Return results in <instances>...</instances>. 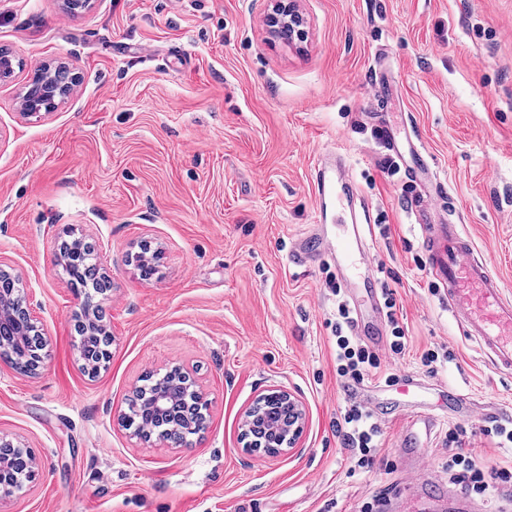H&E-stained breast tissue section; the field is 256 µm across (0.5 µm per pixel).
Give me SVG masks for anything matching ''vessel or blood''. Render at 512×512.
Instances as JSON below:
<instances>
[{"mask_svg":"<svg viewBox=\"0 0 512 512\" xmlns=\"http://www.w3.org/2000/svg\"><path fill=\"white\" fill-rule=\"evenodd\" d=\"M402 113H393L378 125L381 137L397 158H409L407 177L424 184L428 166L419 163L416 142L405 133ZM312 192L319 212L316 230L301 237L288 254L292 266H308L331 259L341 288H367L375 260L360 233L341 231L340 216L350 198L351 185L344 163L320 154L311 169ZM423 231L428 272L448 302V309L462 334L475 341L480 351L498 370L512 372V296L506 295L488 261L473 252L461 225L432 218L429 200L415 206Z\"/></svg>","mask_w":512,"mask_h":512,"instance_id":"b4317fda","label":"vessel or blood"}]
</instances>
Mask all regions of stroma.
Segmentation results:
<instances>
[{
	"label": "stroma",
	"instance_id": "stroma-1",
	"mask_svg": "<svg viewBox=\"0 0 512 512\" xmlns=\"http://www.w3.org/2000/svg\"><path fill=\"white\" fill-rule=\"evenodd\" d=\"M307 35L274 37L270 0H0V47L20 65L0 82V266L19 280L45 329L39 372L0 360V433L30 448L35 479L8 512H400L425 471L448 475L443 443L463 424L487 465L512 462L481 429L437 410L401 459L389 419L373 466L353 470L336 435L347 402L330 326L334 267L287 265L316 220L311 159L342 150L371 223L378 278L401 297L409 336L398 375L426 402L460 388L512 420V375L495 371L428 289L417 187L376 132L408 116L439 193L512 294V0H299ZM63 61L74 92L49 114H19L35 68ZM391 227L380 236L377 227ZM93 244L112 277L100 315L110 359L89 375L76 343L86 293L57 260L62 240ZM162 249L151 278L130 254ZM456 359L433 370L426 349ZM188 370L207 427L179 446L143 441L120 419L150 373ZM307 421L288 455L246 453L244 412L271 387Z\"/></svg>",
	"mask_w": 512,
	"mask_h": 512
}]
</instances>
